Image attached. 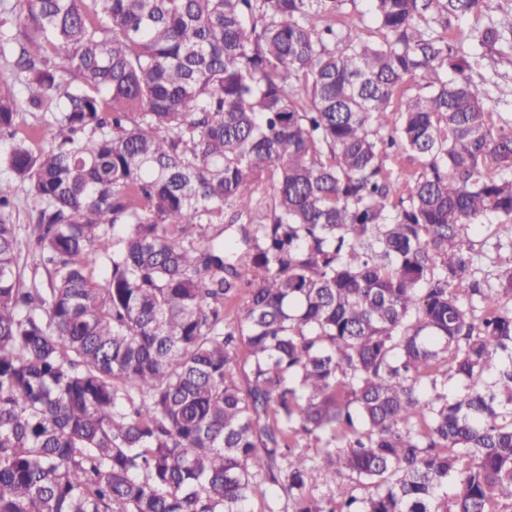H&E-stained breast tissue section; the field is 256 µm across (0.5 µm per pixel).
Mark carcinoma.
I'll use <instances>...</instances> for the list:
<instances>
[{"label": "carcinoma", "instance_id": "obj_1", "mask_svg": "<svg viewBox=\"0 0 512 512\" xmlns=\"http://www.w3.org/2000/svg\"><path fill=\"white\" fill-rule=\"evenodd\" d=\"M348 2L0 3L53 127L34 150L0 86V512H252L264 481L291 512L512 509V268L464 241L512 221L483 77L512 25L367 0L370 42Z\"/></svg>", "mask_w": 512, "mask_h": 512}]
</instances>
